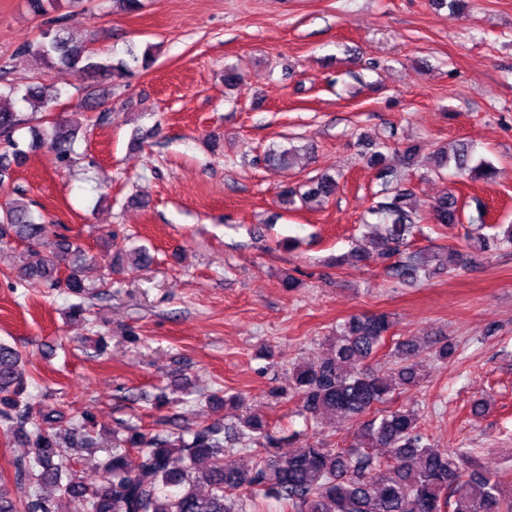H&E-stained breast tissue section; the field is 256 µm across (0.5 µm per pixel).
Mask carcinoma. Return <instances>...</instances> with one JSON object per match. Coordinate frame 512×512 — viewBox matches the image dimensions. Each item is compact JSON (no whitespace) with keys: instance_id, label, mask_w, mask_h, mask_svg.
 <instances>
[{"instance_id":"carcinoma-1","label":"carcinoma","mask_w":512,"mask_h":512,"mask_svg":"<svg viewBox=\"0 0 512 512\" xmlns=\"http://www.w3.org/2000/svg\"><path fill=\"white\" fill-rule=\"evenodd\" d=\"M35 60L53 66L62 65L90 77L112 75L132 68H148L150 50L142 55L130 51L129 59H102L99 53L71 42L57 19L42 32L41 38L23 46ZM18 99L31 106L47 108L56 99L50 88L29 84L23 88H0V102ZM23 119L13 108L0 105V182L8 175L11 161L25 152L14 138ZM34 148L49 145L66 164L75 162L76 129L61 123L31 128ZM363 158L371 167L381 169L393 183L383 200L374 203L367 214L385 226V234L374 254H354L359 261L384 263L408 246V238L423 222L462 223V207L450 192L439 196L423 215L410 206V189L389 165L380 145L367 143ZM299 147L276 145L263 157L266 163L289 167ZM472 148L460 144L453 155L441 150L434 168L454 167L461 175L489 180L493 165L487 161L471 164ZM338 183L332 176H321L305 192L288 187L280 191L281 204L292 206L295 198L306 202H325L336 194ZM471 224L467 247L491 252L512 245V225L502 232L486 234L483 216ZM53 233V225L36 219L28 205L14 198L0 207V243L18 240L27 243L30 261L22 277L54 286L61 267H66L64 284L80 299L69 307L73 320H88L84 300L93 295L92 287L80 275L84 258L81 246L68 236L56 235L52 254L45 255L40 245ZM466 254L450 248L442 252L416 251L390 266L402 282L429 278L441 269L463 264ZM395 326L388 312L353 315L336 326L329 348L316 363H300L293 368L294 390L303 411L314 422L326 419L340 431L358 425L352 448L333 447L327 442L307 443L285 456L274 451L280 440L268 432L267 424L250 416L238 419L234 435L263 448L266 456L249 470L224 454L225 438L221 429L203 427L191 432V440L182 434L152 433L138 425L124 427L123 434L112 433V445L99 463L100 477L94 482L82 480L72 469L80 452L98 446V423L85 417L65 429L38 428L26 431L31 410L27 401L28 381L21 367L20 354L0 344V430L6 435H22L31 448L29 455L14 460L15 494L0 486V512H63L60 502L79 499L84 512H245L241 494L262 493L282 505L283 512H512V490L504 488L499 473L477 467L468 452L434 447L422 432L418 415L402 407L383 410L399 388L417 385L424 368L419 346L412 340L393 342L396 352L405 355L395 372L394 382L378 376L367 362L385 344ZM457 347L446 339L432 342L428 356L446 361ZM69 448L68 456L61 449ZM373 448H384L378 459ZM138 454L137 466L129 461ZM467 487L464 494L459 486Z\"/></svg>"}]
</instances>
